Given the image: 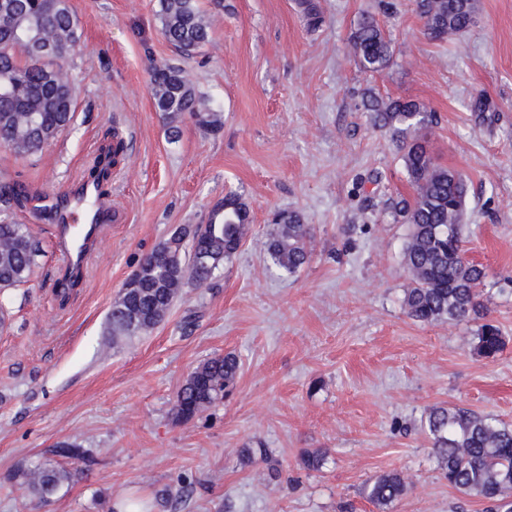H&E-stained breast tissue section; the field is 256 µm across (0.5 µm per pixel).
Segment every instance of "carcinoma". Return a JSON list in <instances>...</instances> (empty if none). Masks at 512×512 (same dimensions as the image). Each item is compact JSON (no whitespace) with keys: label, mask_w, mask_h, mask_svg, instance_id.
<instances>
[{"label":"carcinoma","mask_w":512,"mask_h":512,"mask_svg":"<svg viewBox=\"0 0 512 512\" xmlns=\"http://www.w3.org/2000/svg\"><path fill=\"white\" fill-rule=\"evenodd\" d=\"M0 9V145L25 158L53 140L75 118V89L66 60L80 35L70 0H7ZM308 24L316 27L322 16L316 0H300ZM423 34L431 41L468 29L474 23L476 0H416ZM157 16L164 38L184 57H192L209 44L212 32L198 0H158ZM364 70L380 72L393 59V50L372 14L358 20L351 35ZM156 111L171 124L187 116L202 129L217 134L219 114L202 108V99L185 69L170 64L151 69ZM374 125L390 135L404 164L414 196L393 200L394 218L410 225L404 252L409 278L403 306L420 323H460L488 314L484 299V267L466 258L462 216L466 205L467 176L434 162L427 132L434 113L414 100L383 102L372 96L366 103ZM15 184L0 185V293L26 284L40 253L39 242L26 224L11 216L18 199ZM249 207L241 195L230 192L209 213L207 223L175 229L170 237L146 254L128 277L132 289H121L108 315L112 335L148 331L162 321L180 288L190 282L210 285L224 259L240 247ZM273 229L266 242L274 268L294 274L312 259L308 242L313 227L296 211L273 214ZM505 348L500 329L480 325L477 353L495 360ZM239 372L231 353L199 365L180 386L175 416L189 420L228 395ZM432 453L448 485L486 504L485 512H512V428L463 407L437 406L422 422ZM48 453L86 468L99 463L89 448L59 442ZM324 456L318 451L301 454L299 465L318 471ZM73 473L52 463L33 468L20 466L11 480L33 498L46 502ZM404 475L392 470L366 487L368 499L388 509L406 495Z\"/></svg>","instance_id":"cac0c4a2"}]
</instances>
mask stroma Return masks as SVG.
Wrapping results in <instances>:
<instances>
[{
  "label": "stroma",
  "instance_id": "35a3bbf8",
  "mask_svg": "<svg viewBox=\"0 0 512 512\" xmlns=\"http://www.w3.org/2000/svg\"><path fill=\"white\" fill-rule=\"evenodd\" d=\"M199 0L212 43L193 58L163 38L158 0H71L81 34L67 66L76 122L19 159L0 146V179L24 186L13 218L42 252L11 290L0 327V512H378L364 494L404 472L389 512H483L451 488L420 429L436 406H460L512 427V0H477L474 25L427 40L415 0H318L309 30L299 0ZM393 48L365 71L350 37L363 13ZM190 71L219 135L182 119L170 137L153 105L150 66ZM435 112L430 149L469 179L468 252L489 273V317L508 344L477 355V323L409 319V225L390 196L412 195L391 138L361 105L365 89ZM120 134L113 216L83 282L61 289L57 194L71 191ZM381 183H372L373 173ZM251 221L207 288H182L151 332L110 335L108 311L140 259L176 227L205 223L227 192ZM274 210L313 226V259L275 270L264 242ZM233 353L236 387L188 421L176 393L210 357ZM60 441L100 460L41 503L10 479ZM269 448L246 464L241 448ZM326 453L321 471L302 452Z\"/></svg>",
  "mask_w": 512,
  "mask_h": 512
}]
</instances>
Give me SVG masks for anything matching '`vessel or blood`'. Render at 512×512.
<instances>
[{
    "mask_svg": "<svg viewBox=\"0 0 512 512\" xmlns=\"http://www.w3.org/2000/svg\"><path fill=\"white\" fill-rule=\"evenodd\" d=\"M109 204V198L87 179L82 180L75 194L56 199V246L73 282H80L84 276L103 230L99 216Z\"/></svg>",
    "mask_w": 512,
    "mask_h": 512,
    "instance_id": "vessel-or-blood-1",
    "label": "vessel or blood"
}]
</instances>
